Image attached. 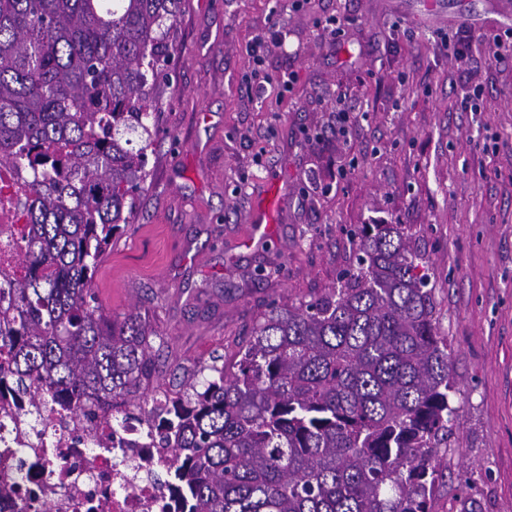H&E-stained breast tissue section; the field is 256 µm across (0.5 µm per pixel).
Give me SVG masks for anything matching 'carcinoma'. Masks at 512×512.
Here are the masks:
<instances>
[{
  "label": "carcinoma",
  "instance_id": "obj_1",
  "mask_svg": "<svg viewBox=\"0 0 512 512\" xmlns=\"http://www.w3.org/2000/svg\"><path fill=\"white\" fill-rule=\"evenodd\" d=\"M179 11L180 0H0V164L23 169L26 216L24 273L0 277L6 373L77 424L90 398L162 399L180 512H432L458 414L403 225H362L358 266L338 287L269 305L229 365L168 385L141 315L94 302L146 181Z\"/></svg>",
  "mask_w": 512,
  "mask_h": 512
}]
</instances>
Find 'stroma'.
Wrapping results in <instances>:
<instances>
[{"label": "stroma", "mask_w": 512, "mask_h": 512, "mask_svg": "<svg viewBox=\"0 0 512 512\" xmlns=\"http://www.w3.org/2000/svg\"><path fill=\"white\" fill-rule=\"evenodd\" d=\"M497 2L181 0L145 189L96 276L112 315L138 307L159 333L169 381L232 359L267 304L331 288L354 261L351 230L403 225L428 264L459 411L433 512H512V66L460 69L432 51L461 22L499 29ZM332 16L343 31L321 38ZM259 35L260 97L244 82ZM478 83L479 111H461ZM340 91L359 119L346 135ZM273 184L265 240L250 218Z\"/></svg>", "instance_id": "obj_1"}]
</instances>
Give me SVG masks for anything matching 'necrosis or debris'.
Listing matches in <instances>:
<instances>
[{"mask_svg":"<svg viewBox=\"0 0 512 512\" xmlns=\"http://www.w3.org/2000/svg\"><path fill=\"white\" fill-rule=\"evenodd\" d=\"M13 167L0 165V226L24 224ZM24 395L0 392V512H175L160 475L173 451L159 447L162 417L127 419L114 435L99 421L79 426L44 411L39 425L22 428Z\"/></svg>","mask_w":512,"mask_h":512,"instance_id":"necrosis-or-debris-1","label":"necrosis or debris"}]
</instances>
